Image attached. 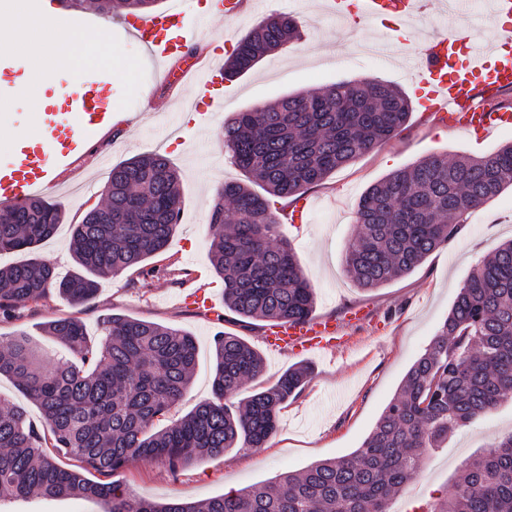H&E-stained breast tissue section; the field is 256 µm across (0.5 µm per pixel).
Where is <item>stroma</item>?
Listing matches in <instances>:
<instances>
[{
    "label": "stroma",
    "mask_w": 512,
    "mask_h": 512,
    "mask_svg": "<svg viewBox=\"0 0 512 512\" xmlns=\"http://www.w3.org/2000/svg\"><path fill=\"white\" fill-rule=\"evenodd\" d=\"M275 14L296 18L301 34L297 43L272 53L245 75L225 81L223 111L189 126L184 107L195 99L197 89L166 82V70L183 68L199 48L238 41L257 22ZM192 24L195 39L186 56L164 66L143 65L134 75V87L118 86L126 117L93 138L89 152L61 174L64 184H80L84 190L75 195L49 194V201L61 206L65 222L53 237L39 244L36 254L52 263L59 274L72 272L73 225L103 204L113 166L152 152L166 155L179 172L181 220L167 248L150 259L149 272L130 268L99 278L95 295L83 305H72L52 289L0 320V340L27 332L46 360L67 353L62 343L41 332L42 323L59 317L79 318L95 345L104 340L103 318L113 314L190 332L197 343V364L188 389L166 416L170 422L211 399L218 333L241 336L262 352V375L255 385L243 388V395L275 384L289 367L308 366L309 381L281 409L278 430L266 447L235 448L190 462L176 474L163 464L145 461L130 463L121 474L134 493L186 502L247 488L319 460L350 455L359 448L447 317L476 263L512 239L510 188L479 207L458 239L440 246L411 274L371 290L357 287L347 276L345 252L357 233L354 213L369 186L434 154L483 157L512 143V125L479 139L435 126L421 108H414L396 137L305 191L304 223L279 227L315 291L316 315H337L363 305L370 308V319L362 326L347 328L344 346L313 358L265 349V322H240L225 309L224 284L209 258L211 207L224 182L243 177L224 150L225 120L289 93L317 91L353 79L390 82L412 97L418 77L391 55L363 57L359 44L381 39V31L363 20L331 15L323 0H252L249 9L235 19L196 15ZM187 287L204 289L213 309L186 306L181 295ZM511 434L512 398L459 430L447 447L426 456L416 480L393 501V512H411L417 503L439 496L477 452Z\"/></svg>",
    "instance_id": "obj_1"
}]
</instances>
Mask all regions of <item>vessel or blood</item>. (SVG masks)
I'll return each mask as SVG.
<instances>
[{
    "mask_svg": "<svg viewBox=\"0 0 512 512\" xmlns=\"http://www.w3.org/2000/svg\"><path fill=\"white\" fill-rule=\"evenodd\" d=\"M212 4L217 15L229 17L245 11L247 0H179L177 6L157 13L129 17L125 36L133 38L158 63L181 55L193 35L191 13ZM339 15L366 18L382 30L393 29L397 19L425 10L428 0H332ZM422 87L425 112L438 125L484 135L512 123V110L500 105L503 91L512 89V29L500 30L492 46L472 40L468 31L455 28L435 34L420 54L406 56ZM222 68L207 65L197 70L187 65L175 74L178 82L193 83L211 111L224 106ZM112 101L108 82L91 69L76 92L65 97L61 111L46 113L45 134L35 145H19L0 161V203L14 204L42 191L60 187L59 168L82 156L91 137L110 120ZM369 317L364 307L350 308L342 319L311 317L300 322L274 324L264 338L277 351H321L340 345L344 329L363 324Z\"/></svg>",
    "mask_w": 512,
    "mask_h": 512,
    "instance_id": "1",
    "label": "vessel or blood"
}]
</instances>
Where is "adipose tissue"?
<instances>
[{"label":"adipose tissue","mask_w":512,"mask_h":512,"mask_svg":"<svg viewBox=\"0 0 512 512\" xmlns=\"http://www.w3.org/2000/svg\"><path fill=\"white\" fill-rule=\"evenodd\" d=\"M15 47L27 66L12 81L0 73V107L9 102L7 90L15 84L27 91L37 114L59 107L67 95L59 83L62 72H79L93 62L106 78L119 73L129 82L138 65L109 35L88 37L86 28L77 26L67 12L49 7L36 13L27 0H0V49Z\"/></svg>","instance_id":"ef3b65f1"}]
</instances>
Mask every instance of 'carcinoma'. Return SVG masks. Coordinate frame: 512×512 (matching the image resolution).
<instances>
[{
  "mask_svg": "<svg viewBox=\"0 0 512 512\" xmlns=\"http://www.w3.org/2000/svg\"><path fill=\"white\" fill-rule=\"evenodd\" d=\"M158 2L95 0L101 12L128 14L149 12ZM299 39L288 16L261 21L224 60V78L244 75ZM412 113L401 88L364 79L290 94L224 122V150L244 175L224 182L209 217L210 262L224 282L225 308L243 321L273 324L312 316L314 289L278 233L286 209L337 168L396 137ZM178 183V171L161 153L113 166L105 205L75 225L77 270L63 277L34 256L62 223V209L35 197L1 206L0 252L30 258L0 268V316H12L51 288L82 304L96 293L98 277L145 264L176 231ZM510 187L512 144L479 158L434 155L388 175L360 197L347 274L369 290L411 273L461 235L472 211ZM271 196L285 201L276 213ZM102 329L106 339L93 349L81 321L44 323L43 332L75 356L50 367L23 333L0 343V375L38 403L46 425L31 424L17 407L0 411V501L76 497L106 505L107 512H390L391 500L416 478L431 450L512 392V241L474 267L359 448L200 504L139 495L115 476L134 460L160 462L176 474L192 460L265 447L281 407L307 382L310 369L292 367L274 385L234 402L261 375L264 361L242 337L220 333L214 339L213 398L156 431L154 421L189 386L194 337L115 315ZM48 446L54 455L45 452ZM93 471L114 481L84 476ZM421 512H512V434L474 456L448 493Z\"/></svg>",
  "mask_w": 512,
  "mask_h": 512,
  "instance_id": "carcinoma-1",
  "label": "carcinoma"
}]
</instances>
